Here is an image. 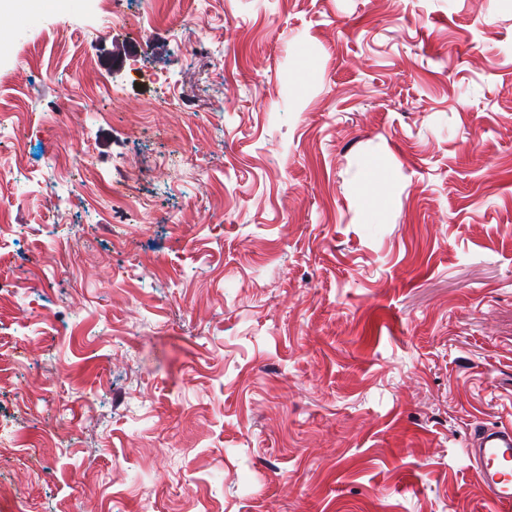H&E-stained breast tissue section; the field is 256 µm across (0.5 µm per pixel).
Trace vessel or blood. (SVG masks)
I'll use <instances>...</instances> for the list:
<instances>
[{"label": "vessel or blood", "mask_w": 512, "mask_h": 512, "mask_svg": "<svg viewBox=\"0 0 512 512\" xmlns=\"http://www.w3.org/2000/svg\"><path fill=\"white\" fill-rule=\"evenodd\" d=\"M465 453L483 487L490 512H512V424H480Z\"/></svg>", "instance_id": "vessel-or-blood-1"}]
</instances>
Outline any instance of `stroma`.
<instances>
[{
  "label": "stroma",
  "mask_w": 512,
  "mask_h": 512,
  "mask_svg": "<svg viewBox=\"0 0 512 512\" xmlns=\"http://www.w3.org/2000/svg\"><path fill=\"white\" fill-rule=\"evenodd\" d=\"M124 8L136 35L0 12V118L83 99L93 149L0 138V512H489L464 447L512 423V0Z\"/></svg>",
  "instance_id": "1"
}]
</instances>
